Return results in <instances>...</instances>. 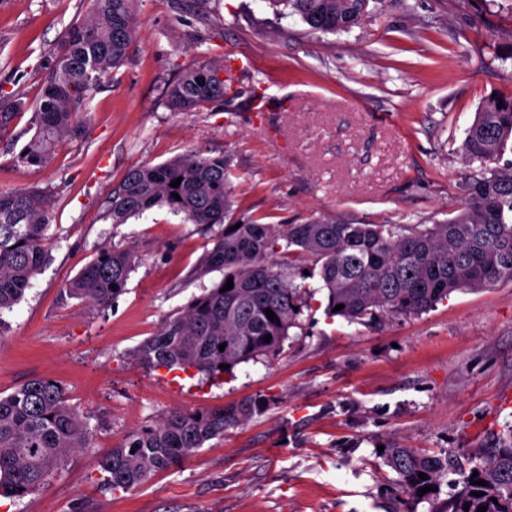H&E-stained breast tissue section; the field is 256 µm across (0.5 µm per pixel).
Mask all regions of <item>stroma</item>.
I'll return each instance as SVG.
<instances>
[{"mask_svg": "<svg viewBox=\"0 0 512 512\" xmlns=\"http://www.w3.org/2000/svg\"><path fill=\"white\" fill-rule=\"evenodd\" d=\"M139 0L129 56L87 106L80 137L45 167L11 162L28 115L0 138V190H49L51 260L0 312V393L57 381L87 416L88 447L38 492L0 512H385L397 475L386 445L447 458L436 497L446 512L461 472L512 437V282L457 291L426 313L348 322L306 311L280 355L210 381L146 369L128 357L203 288L193 270L221 226L155 209L115 226L112 193L129 169L189 151L226 157L234 219L324 217L348 224L431 225L457 214L479 175L458 148L492 94H512V0H369L358 23L313 32L267 0ZM89 0L0 5V91L34 102L64 30ZM222 62L245 92L172 111L169 85ZM105 244L140 264L108 307L67 283ZM262 402L178 466L128 491L104 489L102 452L175 410Z\"/></svg>", "mask_w": 512, "mask_h": 512, "instance_id": "35a3bbf8", "label": "stroma"}]
</instances>
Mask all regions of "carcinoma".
<instances>
[{"label": "carcinoma", "instance_id": "1", "mask_svg": "<svg viewBox=\"0 0 512 512\" xmlns=\"http://www.w3.org/2000/svg\"><path fill=\"white\" fill-rule=\"evenodd\" d=\"M267 2L279 15L291 9L312 31L336 33L357 24L364 0ZM136 6L137 0H91L88 19L63 32L37 101L29 104L17 95L0 94V135L19 114L32 111L33 134L13 156L14 165L42 167L52 160L61 140L81 134L87 102L124 64L138 36ZM223 71L216 61L185 71L167 89L171 110L190 111L224 101L234 79L219 80ZM510 140L512 96L487 97L461 144L465 158L480 162L484 172L464 184V204L456 216L423 229L324 218L266 224L249 217L232 230L225 223L235 204L226 158L190 151L130 169L109 202L112 223L125 224L165 208L193 224L224 227L194 271L200 278L212 272L223 277L137 345L130 352L132 360L149 369L208 377L231 374L241 363L279 354L289 330L319 291L328 316L358 322L418 316L453 292L512 281V167H490ZM177 178L179 186H170ZM51 222L47 190H0V312L18 304L48 263ZM138 263L133 250L103 245L68 282L67 291L105 308L123 293ZM314 276L319 283L315 289L304 283ZM229 279L233 288L225 291ZM338 304L344 308L336 311ZM267 308L277 320L268 319ZM258 411L254 401L231 409L176 411L135 428L101 455L103 485L112 491L134 489L224 436L226 426ZM91 439L86 418L67 403L61 385L52 379L31 378L0 395V497L22 498L43 488L68 456L88 447ZM382 456L398 475L391 512H414L413 501L436 495L418 489L439 487L448 473L446 460L412 448L388 446ZM475 471L478 476L465 473L459 480L451 512H478L481 506L486 512H512V445L496 450ZM421 473L428 479H420ZM479 480L486 485L477 484ZM476 492L483 496H474Z\"/></svg>", "mask_w": 512, "mask_h": 512}]
</instances>
